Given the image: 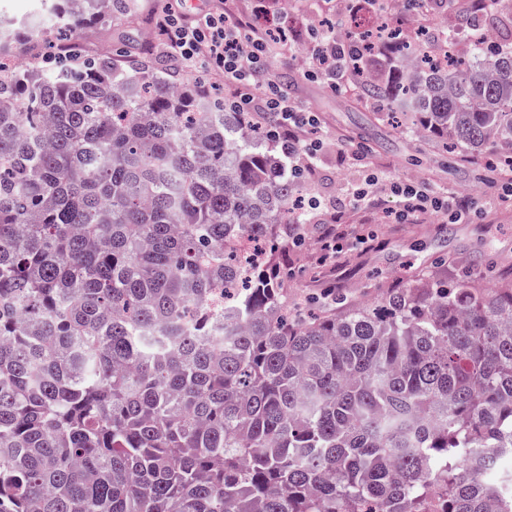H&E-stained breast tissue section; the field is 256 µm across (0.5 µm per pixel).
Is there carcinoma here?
Wrapping results in <instances>:
<instances>
[{"instance_id": "cac0c4a2", "label": "carcinoma", "mask_w": 512, "mask_h": 512, "mask_svg": "<svg viewBox=\"0 0 512 512\" xmlns=\"http://www.w3.org/2000/svg\"><path fill=\"white\" fill-rule=\"evenodd\" d=\"M339 41L360 95L448 153L507 149L512 49L439 63L388 20ZM176 70L73 41L0 66V512H512V269L429 266L288 306L311 216L269 127ZM269 241L241 273V240Z\"/></svg>"}]
</instances>
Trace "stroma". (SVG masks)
<instances>
[{
	"instance_id": "stroma-1",
	"label": "stroma",
	"mask_w": 512,
	"mask_h": 512,
	"mask_svg": "<svg viewBox=\"0 0 512 512\" xmlns=\"http://www.w3.org/2000/svg\"><path fill=\"white\" fill-rule=\"evenodd\" d=\"M166 0H121L105 15L79 31L85 54L126 67L137 47L149 46L153 65L170 66L171 60L156 26ZM63 0H0V38H10L6 57L26 54L43 59L50 50V35L59 31L55 18ZM189 13L221 12L242 21L247 28L288 30L287 41L270 52L262 82L287 80L289 97L312 113L315 127L304 128L301 144L318 142L313 159L301 160L299 188L303 195L319 199L307 226L304 243L288 250L294 272L284 281L290 302L308 314L319 313L314 300L327 290L339 291L362 301L376 296L378 282L404 272L407 265L431 264L445 259L449 278L465 272H485L487 264L512 267V195H503L496 171L483 181L473 175L481 169L480 155L457 152L445 158L442 146L396 129L386 117V101L363 100L353 92H337L311 74L314 43L311 30L329 25L336 38H344L374 20L368 0H359L354 11L339 12L324 0H189ZM382 183L414 182L433 193L453 192L473 209L459 224L433 213L397 224L389 211L396 198L384 196L380 206H353L350 192L368 176ZM349 232L363 230L372 239L367 249L344 246L330 265L316 260L318 240L327 225Z\"/></svg>"
}]
</instances>
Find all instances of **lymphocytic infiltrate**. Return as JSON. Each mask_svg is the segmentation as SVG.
<instances>
[{"instance_id": "f902f5d3", "label": "lymphocytic infiltrate", "mask_w": 512, "mask_h": 512, "mask_svg": "<svg viewBox=\"0 0 512 512\" xmlns=\"http://www.w3.org/2000/svg\"><path fill=\"white\" fill-rule=\"evenodd\" d=\"M158 29L164 46L175 50L182 69L217 75L234 85L236 93L225 100L226 110L248 112L262 119L277 114L271 132L288 158L297 157L296 132L311 125L313 118L258 82L257 75L267 56V33L245 32L241 22L221 13H203L186 21L176 0L164 7ZM387 191L399 203L394 213L399 222L441 211L456 222L467 208L466 202L456 196L431 193L411 182L390 183Z\"/></svg>"}]
</instances>
